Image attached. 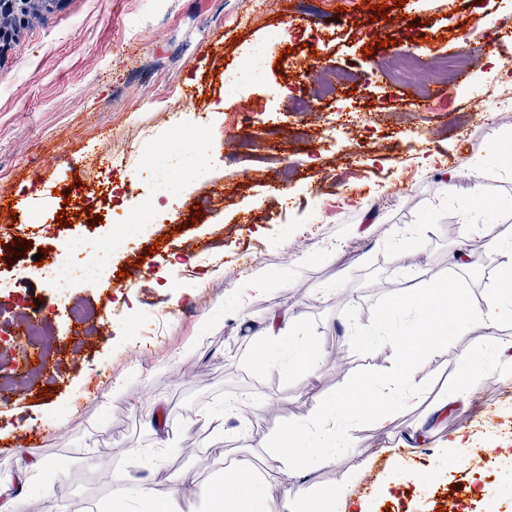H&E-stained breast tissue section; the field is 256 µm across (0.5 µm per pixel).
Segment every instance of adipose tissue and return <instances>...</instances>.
I'll list each match as a JSON object with an SVG mask.
<instances>
[{
  "label": "adipose tissue",
  "mask_w": 512,
  "mask_h": 512,
  "mask_svg": "<svg viewBox=\"0 0 512 512\" xmlns=\"http://www.w3.org/2000/svg\"><path fill=\"white\" fill-rule=\"evenodd\" d=\"M447 293L446 284L430 279L418 283L413 292L399 299L395 305L399 311L417 310L420 318L428 321V338L421 345V352H432L442 344L448 331L457 328L478 329L482 331L484 341L463 353L462 380L468 381L500 369L503 358L512 359V343L502 342L499 338V331L507 317L501 289H487L478 303L457 299L450 308L444 304ZM388 342L399 355L397 370L388 381L369 387L357 384L338 396L335 407H314L313 412L320 424L316 440L323 449L352 447V436L341 425L344 418L361 412L383 426L392 418L391 403L394 398L402 393L413 396L414 378L406 356L410 339L392 336ZM240 477V471L233 468L217 472L210 488L209 512H272L265 483L255 476L244 484ZM229 484L237 486L235 495H225L224 488ZM135 498L147 501L150 512H181L177 489L163 492L124 484L117 485L112 492L113 512H126L127 502Z\"/></svg>",
  "instance_id": "obj_1"
}]
</instances>
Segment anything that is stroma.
<instances>
[{
	"mask_svg": "<svg viewBox=\"0 0 512 512\" xmlns=\"http://www.w3.org/2000/svg\"><path fill=\"white\" fill-rule=\"evenodd\" d=\"M362 2L290 0L284 13L278 0H44L0 42V317L13 325L0 335V372L29 354L43 361L0 397V441L41 440L0 448V496L21 512H107L113 482L91 469L102 448L124 482L164 491L179 479L183 512H204L229 455L277 507L335 489L365 512H428L423 490L451 472L473 488L461 512L512 505V461L492 454L488 477L468 467L474 449L512 446V433L487 424L493 413L512 422V371L469 382L466 407L432 416L458 388L461 353L481 341L469 330L414 358L418 395L394 404L387 426L351 423L354 445L335 462L309 441L304 475L288 481L266 465L284 429L310 426L314 405L393 371L394 350L359 337L405 277L481 298L498 263L464 224L512 239V172L495 150L512 149V0H381L384 18ZM457 51L476 59L466 77L417 69L426 99L406 96L387 67ZM252 57L262 79L227 95ZM310 58L339 76L334 95L311 96L297 75L293 61ZM172 112L190 129L206 122L215 141L205 180L178 198L140 172L144 140L166 145ZM109 149L124 162L101 167ZM453 165L467 179L446 181ZM480 190L489 205L474 204ZM147 200L165 221L113 251L123 273L62 296L36 273L41 250L108 237ZM11 222L26 227L12 247ZM470 248L481 276L450 262ZM274 311L292 318L291 348L258 334ZM25 315L45 327L32 345L14 328ZM302 343L327 355L315 376L293 364ZM184 364L193 375H178ZM240 395L248 407L225 414ZM457 433L466 447L447 446ZM189 437L196 449L181 453ZM58 461L71 496L52 500L38 465Z\"/></svg>",
	"mask_w": 512,
	"mask_h": 512,
	"instance_id": "35a3bbf8",
	"label": "stroma"
}]
</instances>
